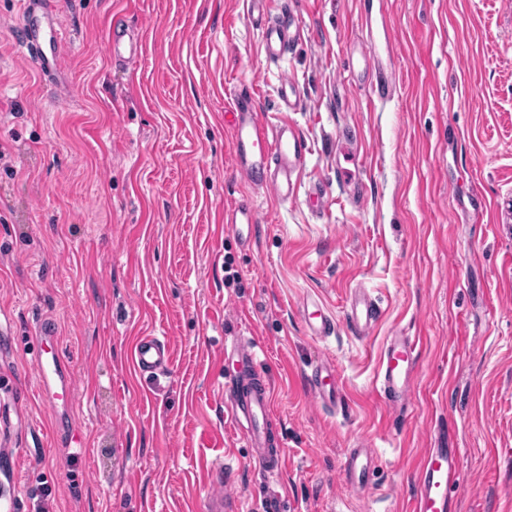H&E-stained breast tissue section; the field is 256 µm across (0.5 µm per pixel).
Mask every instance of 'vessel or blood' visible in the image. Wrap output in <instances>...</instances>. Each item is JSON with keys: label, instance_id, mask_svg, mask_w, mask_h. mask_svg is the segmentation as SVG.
I'll return each instance as SVG.
<instances>
[{"label": "vessel or blood", "instance_id": "obj_1", "mask_svg": "<svg viewBox=\"0 0 512 512\" xmlns=\"http://www.w3.org/2000/svg\"><path fill=\"white\" fill-rule=\"evenodd\" d=\"M53 0H22L21 46L44 81H52L60 56L63 35L52 18ZM263 34V47L268 58L284 56L302 37V25L297 15L281 8L277 15H259L255 19ZM106 51L119 62L136 61L143 54V42L124 18L112 17L106 34ZM365 62L374 69L372 90L380 100L392 96L395 75L392 69L393 47L388 36L369 35L362 48ZM231 113L234 159L237 170L254 189L270 194L278 202L294 195L296 183L306 161L307 145L296 129L288 124L268 126L260 119L252 93H237ZM240 241L253 238L257 223L256 211L239 205L224 215ZM315 302L303 299L298 313L310 335L322 338L335 331L334 321L315 312ZM380 316L379 308L364 290L350 296L346 322L356 333H368ZM58 339L49 322L37 325L38 349L34 358L37 385L50 408H57L71 386V375L63 360L51 354ZM230 357L236 373L224 389V409L233 424L246 438L256 460L267 478H276L285 466L286 452L282 444L272 442L273 391L270 382L257 370L256 344L239 338L232 344ZM418 356V343L407 336L389 337L380 355L376 382L386 405L392 411L402 410L409 399ZM170 362L167 344L154 336H145L136 343L133 364L141 373L166 370ZM310 392L326 405L341 397L336 368L330 362L312 367L307 376ZM460 451L456 448L427 449L418 469L413 512H454L453 486L459 471ZM378 468L374 449L358 444L347 449L342 463L343 481L349 489L366 491Z\"/></svg>", "mask_w": 512, "mask_h": 512}]
</instances>
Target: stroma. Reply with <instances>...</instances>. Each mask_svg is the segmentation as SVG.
Returning a JSON list of instances; mask_svg holds the SVG:
<instances>
[{"label":"stroma","mask_w":512,"mask_h":512,"mask_svg":"<svg viewBox=\"0 0 512 512\" xmlns=\"http://www.w3.org/2000/svg\"><path fill=\"white\" fill-rule=\"evenodd\" d=\"M361 2L296 0L305 39L270 59L247 0H63L60 99L21 48L19 0H0V503L206 512L219 474L236 512H263L262 471L224 417V344L246 336L274 389L283 512H411L419 458L445 446L456 512H512V0H382L397 71L383 104ZM116 13L143 36L136 65L106 55ZM243 90L308 145L288 202L236 170L227 112ZM242 202L248 245L224 222ZM358 287L381 310L363 337L344 319ZM306 297L334 335L308 334ZM42 317L74 377L59 410L80 448L36 384ZM397 332L421 342L398 415L376 388ZM142 336L166 341L168 370L135 372ZM322 360L333 406L306 381ZM362 437L379 468L357 493L341 465ZM307 382L310 392L323 404L333 405L341 397L336 368L328 361L314 365Z\"/></svg>","instance_id":"35a3bbf8"}]
</instances>
